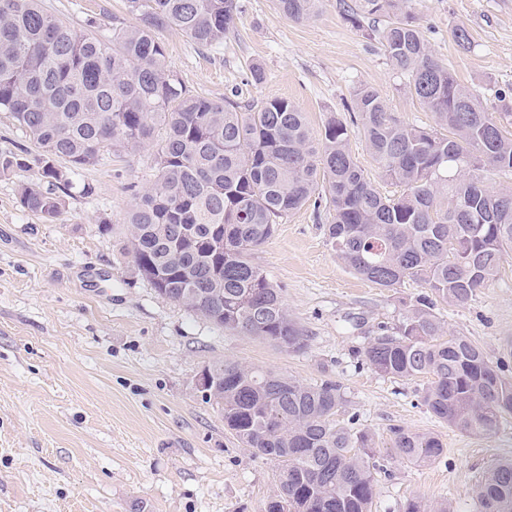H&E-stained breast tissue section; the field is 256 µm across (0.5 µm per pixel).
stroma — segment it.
Here are the masks:
<instances>
[{
    "label": "stroma",
    "instance_id": "obj_1",
    "mask_svg": "<svg viewBox=\"0 0 512 512\" xmlns=\"http://www.w3.org/2000/svg\"><path fill=\"white\" fill-rule=\"evenodd\" d=\"M238 3L236 28L216 47L200 48L176 29L160 32L171 67L193 91L217 101H291L317 134L329 117H346L353 89L366 85L401 119L433 126L379 39L352 26L338 0H320L301 22L276 0ZM43 5L79 30L90 19L105 33L136 22L124 0ZM410 7L433 55L488 111H500L499 92L512 90V0H411ZM458 26L470 34L469 49L451 36ZM19 150L28 168L0 176V512H265L276 463L239 443L196 385L205 366L222 360L307 384H343L346 417L374 433L388 467L371 512H404L411 500L472 512L482 472L512 457V416L494 435L461 434L427 411L419 382L357 363L354 350L378 326L397 324L404 301L423 288L383 290L345 269L324 234L327 207L310 202L288 214L253 254L308 338L292 353L194 316L139 275L125 253L124 225L132 186L153 179L148 152L81 171L95 193L67 198L49 223L19 203L20 184H45L38 149L0 112V152ZM105 219L107 234L99 230ZM437 312L449 330L502 361L512 381V256L469 305L441 304ZM395 425L438 436L440 459H391Z\"/></svg>",
    "mask_w": 512,
    "mask_h": 512
}]
</instances>
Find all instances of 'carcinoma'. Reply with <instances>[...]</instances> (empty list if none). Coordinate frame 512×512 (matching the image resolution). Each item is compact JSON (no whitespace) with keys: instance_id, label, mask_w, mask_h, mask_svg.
<instances>
[{"instance_id":"1","label":"carcinoma","mask_w":512,"mask_h":512,"mask_svg":"<svg viewBox=\"0 0 512 512\" xmlns=\"http://www.w3.org/2000/svg\"><path fill=\"white\" fill-rule=\"evenodd\" d=\"M289 18H309L317 0H277ZM135 26L112 35L75 31L41 0H0V112L41 149L46 186H19V202L47 221L71 190L90 196L79 171L117 153L148 150L153 182L134 190L126 250L153 287L194 315L289 352L307 337L288 315L283 290L252 259L276 224L315 195L330 215L327 240L350 272L379 288L420 283L392 328L380 325L354 356L376 373L423 381L421 399L448 427L496 433L512 415V382L467 336L452 333L437 303L464 307L512 253V188L487 184L512 173V113L495 116L435 58L405 0H340L354 25L376 29L393 69L430 112L423 128L389 112L372 87L353 89L346 122L329 118L314 137L298 106L213 101L188 89L157 31L177 28L195 44L224 41L237 0H125ZM364 138L377 172L402 187L381 195L349 149L348 125ZM28 167L27 152H0V174ZM221 273V287L212 276ZM224 426L254 454L274 460L278 480L266 512H370L383 465L375 435L338 419V381L293 377L218 361ZM394 457L426 464L443 453L432 433L390 428ZM474 512H512V459L478 479Z\"/></svg>"}]
</instances>
